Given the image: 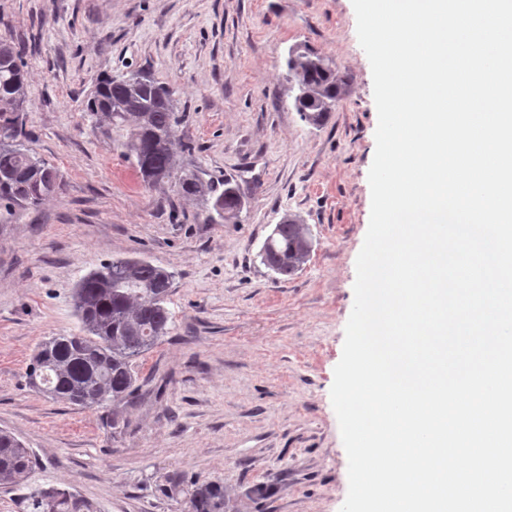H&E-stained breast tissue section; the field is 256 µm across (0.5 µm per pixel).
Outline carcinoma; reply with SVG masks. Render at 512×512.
<instances>
[{
	"label": "carcinoma",
	"mask_w": 512,
	"mask_h": 512,
	"mask_svg": "<svg viewBox=\"0 0 512 512\" xmlns=\"http://www.w3.org/2000/svg\"><path fill=\"white\" fill-rule=\"evenodd\" d=\"M286 78L302 87L294 99L301 120L321 122L340 97L342 84L330 60L306 50L287 68ZM175 90L136 71L129 80L101 76L86 111L102 115L114 126L128 129L127 156L147 185L169 182L179 194L210 203L224 200V214L207 210L205 221L224 223L240 212L242 188L231 178L206 179L193 172L179 186L176 176L186 173L174 146L191 154L196 146L182 140L178 128L185 115L175 111ZM26 78L20 52L0 42V222L37 206L60 188L55 170L33 156L25 145L23 120ZM268 264L280 276L301 270L312 250L307 225L285 218L265 239ZM172 275L151 262L117 257L83 276L75 289L76 311L82 333L56 336L41 343L30 359L26 377L30 387L53 399L81 407L116 406L137 391L134 361L169 332L167 301ZM36 465L33 452L11 433L0 431V484L18 485ZM32 512H91L76 494L54 486L29 495ZM192 512H224V490L214 484L195 487Z\"/></svg>",
	"instance_id": "cac0c4a2"
}]
</instances>
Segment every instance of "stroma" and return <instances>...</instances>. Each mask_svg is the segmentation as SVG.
Listing matches in <instances>:
<instances>
[{"mask_svg": "<svg viewBox=\"0 0 512 512\" xmlns=\"http://www.w3.org/2000/svg\"><path fill=\"white\" fill-rule=\"evenodd\" d=\"M1 40L25 45L26 146L62 188L0 223V430L38 458L0 487V512L48 485L93 512H191L196 482L222 485L226 512H340L348 459L330 391L378 125L352 0H0ZM294 46L346 84L318 125L293 107ZM141 68L178 91L179 135L196 146L182 166L241 185L238 218L206 223L170 183L145 185L127 131L86 112L100 75ZM287 215L313 246L282 277L258 253ZM118 256L173 274L170 334L138 359L136 398L81 408L29 387L37 345L81 329L77 282Z\"/></svg>", "mask_w": 512, "mask_h": 512, "instance_id": "35a3bbf8", "label": "stroma"}]
</instances>
